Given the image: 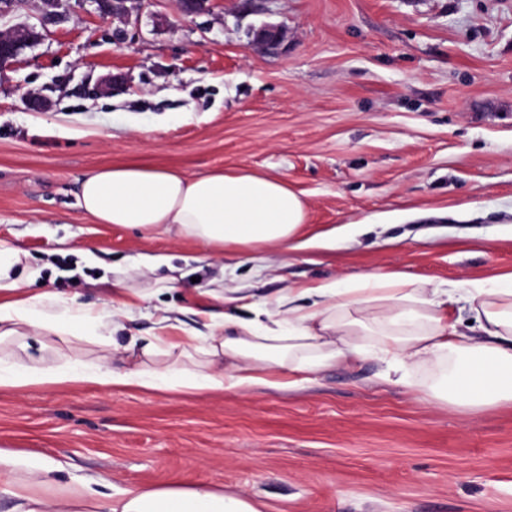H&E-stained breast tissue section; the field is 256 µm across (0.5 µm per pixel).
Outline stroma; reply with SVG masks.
Segmentation results:
<instances>
[{"label":"stroma","mask_w":512,"mask_h":512,"mask_svg":"<svg viewBox=\"0 0 512 512\" xmlns=\"http://www.w3.org/2000/svg\"><path fill=\"white\" fill-rule=\"evenodd\" d=\"M127 19L91 0L0 12V32L42 34L0 69V242L41 267L34 290L106 298L137 255L170 268L116 339H151L159 309L207 334L225 289L283 288L397 268L434 285L512 272V0H131ZM281 26L260 50L251 31ZM112 80V90L96 87ZM141 164L200 176L251 169L308 204L314 247L216 257L202 243L99 224L82 178ZM373 221L354 238L343 225ZM174 276L173 288L157 279ZM46 361L97 362L99 346L42 339ZM373 357L291 389L231 393L0 389V451L58 466L69 488L205 483L265 512H512V403L437 404L383 377Z\"/></svg>","instance_id":"stroma-1"}]
</instances>
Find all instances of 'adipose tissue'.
<instances>
[{"instance_id":"1","label":"adipose tissue","mask_w":512,"mask_h":512,"mask_svg":"<svg viewBox=\"0 0 512 512\" xmlns=\"http://www.w3.org/2000/svg\"><path fill=\"white\" fill-rule=\"evenodd\" d=\"M78 202L96 223L192 239L220 253L306 245L300 237L307 220L302 196L280 177L249 170L189 177L143 165L107 166L83 179ZM166 262L163 255H143L134 270L152 271ZM131 271L122 270L97 308L49 290L29 292L40 268L25 266L21 251L0 244V340L53 332L111 349L83 368L16 362L0 371V388L80 382L103 389L224 393L258 384L292 387L297 375L351 366L372 355L398 384L405 383L407 368L431 367L427 393L437 399L475 408L512 402V273L444 288L399 271L340 276L248 303L249 319L207 311L205 336L163 311L152 340L117 345L113 335L132 311L126 300ZM452 303L462 304L479 335L461 337L448 316ZM19 466V459L0 455V495L12 500L11 512H263L262 503L245 492L204 484L105 494L99 477L56 495L57 467L28 463L29 477L21 482L15 477Z\"/></svg>"}]
</instances>
